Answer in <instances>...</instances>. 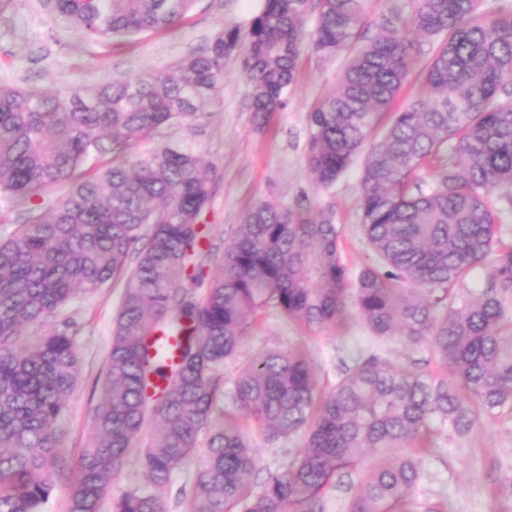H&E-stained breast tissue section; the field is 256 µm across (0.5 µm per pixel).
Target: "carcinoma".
<instances>
[{"instance_id":"cac0c4a2","label":"carcinoma","mask_w":512,"mask_h":512,"mask_svg":"<svg viewBox=\"0 0 512 512\" xmlns=\"http://www.w3.org/2000/svg\"><path fill=\"white\" fill-rule=\"evenodd\" d=\"M310 2L262 0L245 46L227 29L166 70L52 93L0 85V186L31 204L0 240V512H40L69 468L59 423L79 373L74 336L66 328L31 343L22 336L121 276L128 284L68 512H100L149 421L147 483L112 499V512H166L170 476L191 456L189 512H324L337 476L395 448L403 452L356 488L349 512H442L414 495L431 438L462 436L512 411V245L498 239L486 196L512 188V14L481 13L478 0H414L406 15L373 14L368 0H317L308 32ZM193 3L53 0V8L83 38L112 40L171 29ZM368 27L376 34L309 113L307 164L330 187L392 113L362 178L361 230L374 262L350 283L337 225L260 201L205 292L185 289L204 278L201 218L215 168L179 144L136 148L164 126L204 117L232 53L262 127L285 108L304 51L335 57ZM424 52L422 93L398 107ZM106 155L111 164L96 167ZM434 162L440 171L425 188L418 172ZM64 184L66 193L34 203ZM487 260L491 285L461 296ZM265 307L308 328L342 324L353 310L374 338L430 351L440 372L365 355L321 394L304 354L269 349L240 369L229 390L235 411L217 425L220 371ZM160 334L175 342L170 361L154 348ZM240 415L270 437L303 441L288 468L250 495L255 457Z\"/></svg>"}]
</instances>
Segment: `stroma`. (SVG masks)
<instances>
[{"label":"stroma","mask_w":512,"mask_h":512,"mask_svg":"<svg viewBox=\"0 0 512 512\" xmlns=\"http://www.w3.org/2000/svg\"><path fill=\"white\" fill-rule=\"evenodd\" d=\"M261 0H195L184 21L168 31L140 35L135 43L105 45L80 39L56 14L48 0H10L0 11V83L52 91L90 88L112 76H134L164 70L185 55L205 49L224 28L247 34ZM348 54L327 59L304 52L286 107L258 128L250 109L249 85L237 56L226 58L224 88L199 121L162 129L159 142H179L215 165L217 179L202 220L213 244L201 255L213 271L234 239L244 212L261 200L293 206L338 224L343 263L350 273L373 260L360 228L361 176L365 153H358L330 188L313 181L306 163L308 114L335 85ZM127 280L120 277L90 295L78 296L56 316L75 337L80 375L60 425L61 446L70 461L90 438L91 418L112 343V326ZM303 349L309 356L319 390L330 389L345 366L366 351L396 366L435 367L429 351L398 341H373L357 318L342 326L307 329L274 310L258 313L247 328L238 355L221 371V390L214 417L223 421L231 407L227 392L239 369L265 350ZM256 466L252 490H259L270 472L284 469L302 448L301 437L268 440L252 431ZM377 463L367 456L324 493V512H347L356 484ZM424 477L415 494L444 503L446 512H512V501L498 496L500 481L512 474V414L483 422L457 437L440 435L422 461Z\"/></svg>","instance_id":"1"}]
</instances>
